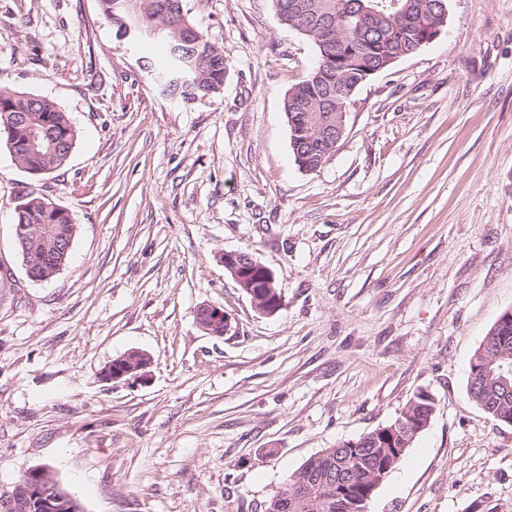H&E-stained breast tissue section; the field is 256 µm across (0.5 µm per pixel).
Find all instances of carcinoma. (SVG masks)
Returning a JSON list of instances; mask_svg holds the SVG:
<instances>
[{
    "label": "carcinoma",
    "mask_w": 512,
    "mask_h": 512,
    "mask_svg": "<svg viewBox=\"0 0 512 512\" xmlns=\"http://www.w3.org/2000/svg\"><path fill=\"white\" fill-rule=\"evenodd\" d=\"M104 20L121 33L125 26L162 24L166 27L165 42L183 33L191 23L186 14L169 9L158 10V0H99ZM394 0H274L280 24L308 36L316 47V55L326 52L336 33L347 37L354 48L377 38L373 29L360 30L353 15L361 6L374 8L391 17L397 11ZM428 30L420 25L404 35L395 31V37H386L379 50L389 54L396 49L415 53L416 46L427 38ZM196 44L177 55L162 47L156 58L147 57L143 68L153 75L160 93L168 98H203L207 91L224 84L229 70V59L224 49L197 31ZM357 82L355 71L336 68L332 60L320 79L307 75L294 84L284 99V111L295 117L309 115L311 124L306 137H299L292 152L308 155L305 163L309 171L320 169L329 156L311 151L305 142L336 126V86L347 92L346 104H351ZM56 142L53 150L34 149L30 145L31 129ZM77 130L70 116L54 101L14 90L0 81V144L5 145L14 159L30 174H48L63 168L75 145ZM16 226L24 228V237L15 244L21 255L45 261L39 268V280L52 278L69 260V243L73 242L77 225L63 207L44 197H27L15 208ZM491 365V372H481ZM470 373L475 375L468 386L470 399L493 418H512V321L494 322L475 350ZM436 411L433 396L416 392L402 408L398 418L412 424L403 432H390L391 424L378 427L357 439L345 440L332 448H325L306 460L288 475L277 495L288 496V512H361L358 499L376 483V467H396L420 433L430 424Z\"/></svg>",
    "instance_id": "1"
}]
</instances>
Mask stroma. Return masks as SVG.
Masks as SVG:
<instances>
[{
	"label": "stroma",
	"mask_w": 512,
	"mask_h": 512,
	"mask_svg": "<svg viewBox=\"0 0 512 512\" xmlns=\"http://www.w3.org/2000/svg\"><path fill=\"white\" fill-rule=\"evenodd\" d=\"M184 5L230 62L189 103L98 0H0V78L78 129L50 175L0 147V490L48 464L87 512H263L425 390L436 414L367 512H512V424L467 395L512 309V0H448L441 36L360 87L313 172L283 107L313 42L273 0ZM29 194L79 226L47 282L13 245ZM236 250L273 271L277 313L225 272ZM204 304L229 334L200 329ZM131 350L149 364L102 379ZM199 327L213 336H224L232 329V321L224 308L216 305H203L196 313Z\"/></svg>",
	"instance_id": "obj_1"
}]
</instances>
